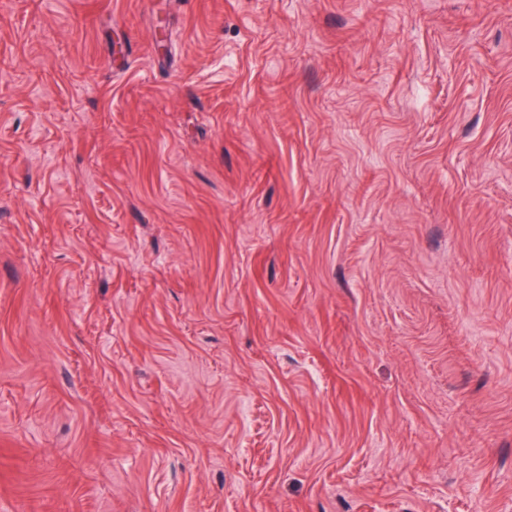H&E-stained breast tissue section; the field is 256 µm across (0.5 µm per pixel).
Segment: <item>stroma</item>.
<instances>
[{
	"label": "stroma",
	"mask_w": 512,
	"mask_h": 512,
	"mask_svg": "<svg viewBox=\"0 0 512 512\" xmlns=\"http://www.w3.org/2000/svg\"><path fill=\"white\" fill-rule=\"evenodd\" d=\"M0 512H512V0H0Z\"/></svg>",
	"instance_id": "35a3bbf8"
}]
</instances>
